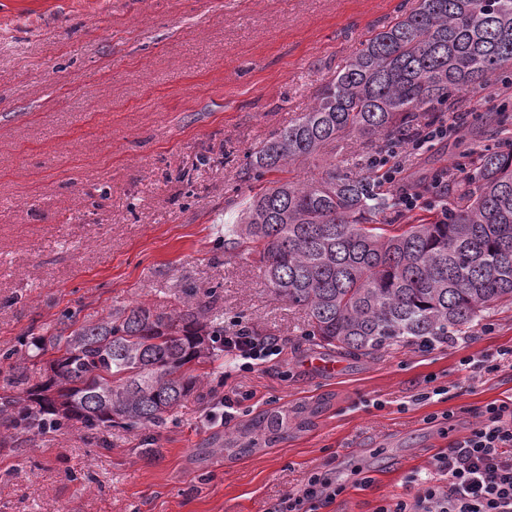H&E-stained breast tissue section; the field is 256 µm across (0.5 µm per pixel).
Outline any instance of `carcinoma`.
I'll list each match as a JSON object with an SVG mask.
<instances>
[{"instance_id": "cac0c4a2", "label": "carcinoma", "mask_w": 512, "mask_h": 512, "mask_svg": "<svg viewBox=\"0 0 512 512\" xmlns=\"http://www.w3.org/2000/svg\"><path fill=\"white\" fill-rule=\"evenodd\" d=\"M512 65V0H416L371 32L317 102L254 153L259 183L224 251L259 255L270 292L307 314L305 336L350 356L395 343L431 348L467 333L484 312L512 305V141L501 102L497 144L471 151L448 196L398 224L373 163L301 181L296 166L354 137L394 154L463 91H486ZM219 295L190 288L176 307L114 305L96 321L63 314L54 330L0 355L9 362L0 427L14 437L79 422L155 429L200 383L224 369ZM49 356L29 387L27 361ZM267 445L288 439V413L251 419Z\"/></svg>"}]
</instances>
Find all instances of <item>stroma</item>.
I'll use <instances>...</instances> for the list:
<instances>
[{
	"label": "stroma",
	"instance_id": "35a3bbf8",
	"mask_svg": "<svg viewBox=\"0 0 512 512\" xmlns=\"http://www.w3.org/2000/svg\"><path fill=\"white\" fill-rule=\"evenodd\" d=\"M406 0H0V352L42 336L65 311L94 321L121 303L172 309L183 289L216 292L225 328L279 337L282 355L252 370L227 363L165 427L71 423L0 442V512H267L327 471L345 492L324 512H375L413 498L412 474L464 436L479 407L512 397V362L461 363L512 349V306L448 344H397L350 358L303 330L275 299L255 256L224 252V227L250 193L248 157L315 102L372 27ZM492 100L447 140L404 157L413 180L456 168L490 144ZM359 140L297 168L367 161ZM322 360L335 372L319 368ZM447 388L446 399L415 394ZM251 399L220 414L231 389ZM288 414V438L246 455L208 452L262 411ZM453 411L454 421L428 422ZM154 442L157 457L139 455ZM370 486H361L363 477Z\"/></svg>",
	"mask_w": 512,
	"mask_h": 512
}]
</instances>
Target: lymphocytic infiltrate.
I'll return each mask as SVG.
<instances>
[{"mask_svg":"<svg viewBox=\"0 0 512 512\" xmlns=\"http://www.w3.org/2000/svg\"><path fill=\"white\" fill-rule=\"evenodd\" d=\"M381 178L393 189L402 211L411 213L427 195H440L447 172L437 173L430 185L408 180L403 165H380ZM277 337L252 336L237 328L224 336V354L253 368L281 355ZM434 476L421 480L420 492L410 500L380 504L376 512H512V400L485 404L477 422L461 438L433 456ZM345 490L326 474L310 473L302 494L286 493L269 512H320Z\"/></svg>","mask_w":512,"mask_h":512,"instance_id":"lymphocytic-infiltrate-1","label":"lymphocytic infiltrate"}]
</instances>
